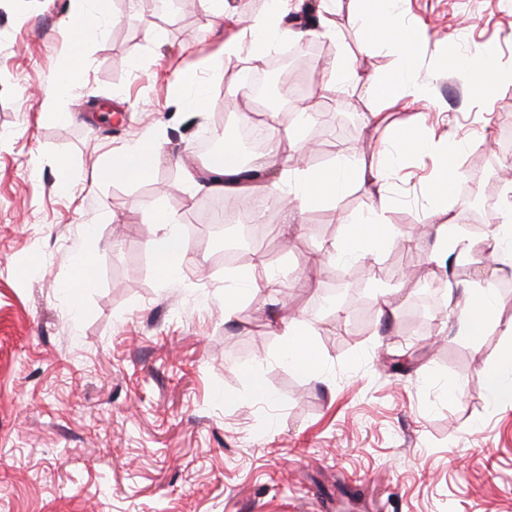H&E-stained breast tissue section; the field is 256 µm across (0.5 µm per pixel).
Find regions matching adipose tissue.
Returning <instances> with one entry per match:
<instances>
[{
	"instance_id": "1",
	"label": "adipose tissue",
	"mask_w": 512,
	"mask_h": 512,
	"mask_svg": "<svg viewBox=\"0 0 512 512\" xmlns=\"http://www.w3.org/2000/svg\"><path fill=\"white\" fill-rule=\"evenodd\" d=\"M286 0H275L263 15L253 18L249 24L254 62H262L277 38L283 6ZM360 6L353 15V22L364 30L371 41L392 50L398 57L399 67L388 78L374 84L372 92L383 106H390L407 95L413 74V50L420 40V33L404 24L398 0H359ZM71 12L67 22L82 40L92 41L103 36L105 24L111 17V0H70ZM161 147L151 137L143 136L124 145L119 152L110 155L97 171L101 177H118L139 182L150 179L160 160ZM243 169L236 149L224 151L222 161H207L200 173V180L212 191L223 192L237 188L246 198L259 192L256 184L243 181ZM342 189L337 165L307 168L297 172L292 192L294 202L285 208L286 223H294L302 209L335 201ZM382 208L359 224L345 227L341 251L346 255L365 256L366 244H379L396 239L397 234L381 223ZM151 218L161 228L149 244L156 266L163 277H172L177 261L187 251L186 242L179 234L171 216L156 210ZM501 322L497 303L489 289L476 288L470 292L460 309L458 333L470 342H479L486 331Z\"/></svg>"
}]
</instances>
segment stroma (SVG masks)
I'll return each mask as SVG.
<instances>
[{
  "instance_id": "stroma-1",
  "label": "stroma",
  "mask_w": 512,
  "mask_h": 512,
  "mask_svg": "<svg viewBox=\"0 0 512 512\" xmlns=\"http://www.w3.org/2000/svg\"><path fill=\"white\" fill-rule=\"evenodd\" d=\"M300 2L314 5L318 27L300 76L307 90L342 55L359 74L294 123L317 146L310 165L370 170L415 124L428 141L465 145L441 206L427 194L437 151L396 156L384 185L383 224L422 227L412 277H392L388 244L338 259L346 222L372 207L354 181L294 224L283 207L262 212L276 228L263 275L288 287L252 289L228 315L237 268L197 245L162 279L148 215L189 223L211 196L188 178L201 134L220 125L232 143L241 114L271 113L239 90L252 60L243 27L269 0H223L219 27L202 0L168 15L113 0L105 35L89 43L63 24L69 0H0V512H512V402H491L482 381L512 338L498 327L476 344L456 334L464 288L479 282L497 283L500 318L512 319V289H501L486 247L502 208L485 210L472 237L461 193L512 187L491 152L512 129V83L479 96L474 75L440 52L451 44L476 60L493 47L512 68V0H402L405 23L428 42L414 55L412 105L382 122L371 85L393 73L394 56L352 24L355 0ZM232 38L239 53H222ZM74 50L83 77L57 109L78 119L59 121L36 89ZM191 69L207 97L200 112L173 96ZM144 133L162 149L152 179H99L93 162ZM63 160L74 172L64 187ZM448 220L464 255L436 250L434 229ZM79 252L92 256L96 286L75 296ZM341 271L366 279L331 317H312ZM421 305L430 320L408 324ZM284 315L304 323L315 372L282 367ZM252 370L264 395L246 382Z\"/></svg>"
}]
</instances>
